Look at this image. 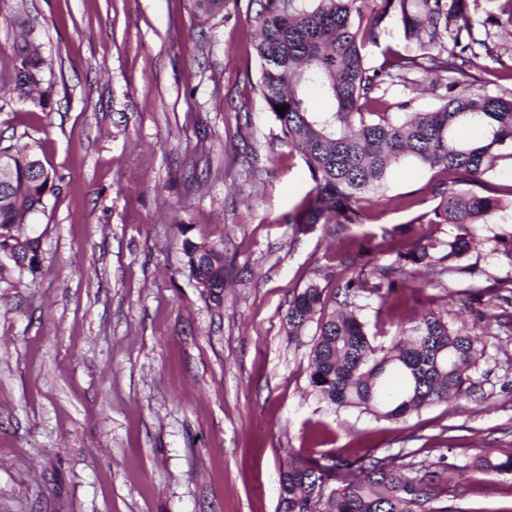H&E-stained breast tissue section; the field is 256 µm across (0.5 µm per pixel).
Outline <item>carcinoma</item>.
<instances>
[{"instance_id": "cac0c4a2", "label": "carcinoma", "mask_w": 512, "mask_h": 512, "mask_svg": "<svg viewBox=\"0 0 512 512\" xmlns=\"http://www.w3.org/2000/svg\"><path fill=\"white\" fill-rule=\"evenodd\" d=\"M209 19L229 0H195ZM259 9V91L283 141L304 161L313 187L289 223L296 234L317 224H360L364 204L388 185L394 168L413 163L439 169L446 180L434 185L437 203L431 224H449L448 240L412 235L398 240L394 260L368 268L370 261L348 265L351 275L342 298L330 297L311 282L293 292L285 322L288 339L301 341L316 325L309 358V386L337 408H355L387 420H401L433 405L471 399L472 375L484 355L482 321L453 327L432 308L397 325L388 347L375 344L361 321L358 299L365 293L379 307L420 302L428 283L420 267L440 265L448 287L468 282L472 301L495 294L503 313L512 309V276L477 284L479 273L468 253L486 242L512 264V226L497 222L512 200L486 193L485 177L498 160L512 159V89L486 90L484 75L502 64L489 44L490 28L512 26V0H495L498 13L477 21L471 0H249ZM14 23L22 38L8 62V77L38 107L46 108L42 89L51 70L37 49L27 19ZM398 31L405 52L387 49L377 65L365 48ZM434 76L437 104L417 110L414 99L395 111L380 110L379 92L393 85H416L418 75ZM324 102L312 105L313 98ZM285 108L279 114L276 107ZM10 156L13 175L0 189V252L19 262L18 240L36 257L40 239L24 225L46 208L53 190L48 170L34 168L31 151L0 149ZM189 273L203 288L224 293V254L206 242L182 241ZM409 454L332 463L291 454L281 465L278 512H447L434 503L443 489L435 471H422ZM445 469L469 480L494 472L512 474V450L481 448L464 466L440 459Z\"/></svg>"}]
</instances>
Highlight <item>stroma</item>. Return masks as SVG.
Wrapping results in <instances>:
<instances>
[{"instance_id": "stroma-1", "label": "stroma", "mask_w": 512, "mask_h": 512, "mask_svg": "<svg viewBox=\"0 0 512 512\" xmlns=\"http://www.w3.org/2000/svg\"><path fill=\"white\" fill-rule=\"evenodd\" d=\"M19 12L54 74L43 111L0 83V149L36 153L54 189L33 219L40 273L0 255V512H277L294 453L406 448L427 466L512 448V329L495 307L478 401L391 421L312 393V338L284 323L294 289L336 294L352 240L386 265L402 231L454 229L429 221L432 172L406 164L362 223L294 234L312 182L258 90L249 0L204 26L195 0H0V62ZM186 237L223 251L222 302L191 278ZM432 276L424 306L475 321L469 289ZM359 303L385 345L411 315ZM442 479L448 512H512L511 475Z\"/></svg>"}]
</instances>
